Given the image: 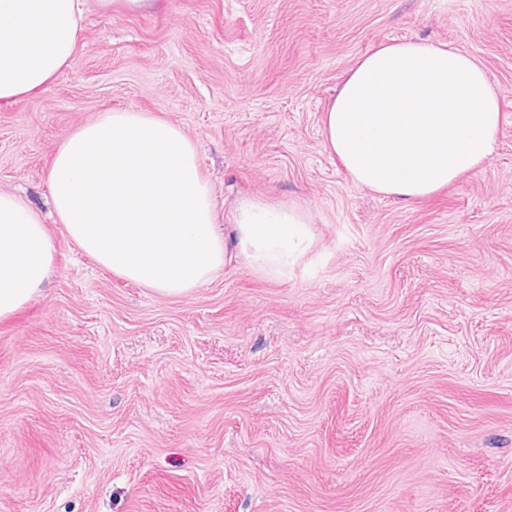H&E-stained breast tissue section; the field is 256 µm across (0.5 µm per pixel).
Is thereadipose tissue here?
<instances>
[{
    "label": "adipose tissue",
    "instance_id": "ef3b65f1",
    "mask_svg": "<svg viewBox=\"0 0 512 512\" xmlns=\"http://www.w3.org/2000/svg\"><path fill=\"white\" fill-rule=\"evenodd\" d=\"M82 0H0V104L46 90L70 66ZM500 97L482 62L443 42L403 39L363 54L322 118L325 148L350 178L406 201L479 170L494 153ZM53 210L99 266L168 298L210 282L238 258L287 277L311 249V218L295 204L243 200L230 230L174 122L132 108L70 133L49 172ZM56 246L42 214L0 191V320L39 297Z\"/></svg>",
    "mask_w": 512,
    "mask_h": 512
}]
</instances>
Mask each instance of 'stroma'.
<instances>
[{
	"mask_svg": "<svg viewBox=\"0 0 512 512\" xmlns=\"http://www.w3.org/2000/svg\"><path fill=\"white\" fill-rule=\"evenodd\" d=\"M85 3L74 63L0 104V190L48 209L65 137L133 108L196 145L219 224L295 203L314 246L165 298L48 223L55 274L0 322V512H512V0ZM405 38L480 59L503 112L481 170L413 202L320 132Z\"/></svg>",
	"mask_w": 512,
	"mask_h": 512,
	"instance_id": "obj_1",
	"label": "stroma"
}]
</instances>
